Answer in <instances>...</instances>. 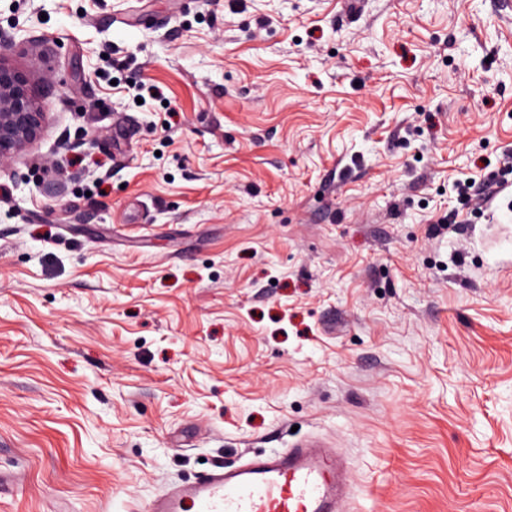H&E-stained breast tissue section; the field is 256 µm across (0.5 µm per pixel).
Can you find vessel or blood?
Here are the masks:
<instances>
[{
    "instance_id": "obj_1",
    "label": "vessel or blood",
    "mask_w": 512,
    "mask_h": 512,
    "mask_svg": "<svg viewBox=\"0 0 512 512\" xmlns=\"http://www.w3.org/2000/svg\"><path fill=\"white\" fill-rule=\"evenodd\" d=\"M344 462L310 439L169 486L141 512H349Z\"/></svg>"
}]
</instances>
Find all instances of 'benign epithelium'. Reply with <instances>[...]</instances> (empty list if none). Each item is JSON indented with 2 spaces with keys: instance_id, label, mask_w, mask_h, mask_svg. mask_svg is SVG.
Listing matches in <instances>:
<instances>
[{
  "instance_id": "7a95c632",
  "label": "benign epithelium",
  "mask_w": 512,
  "mask_h": 512,
  "mask_svg": "<svg viewBox=\"0 0 512 512\" xmlns=\"http://www.w3.org/2000/svg\"><path fill=\"white\" fill-rule=\"evenodd\" d=\"M9 42H0V166L18 159L40 135L46 113L40 110L25 77L9 67Z\"/></svg>"
}]
</instances>
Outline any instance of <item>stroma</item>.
<instances>
[{
    "label": "stroma",
    "mask_w": 512,
    "mask_h": 512,
    "mask_svg": "<svg viewBox=\"0 0 512 512\" xmlns=\"http://www.w3.org/2000/svg\"><path fill=\"white\" fill-rule=\"evenodd\" d=\"M0 34L47 114L0 170V512L311 437L353 512H512V0H0Z\"/></svg>",
    "instance_id": "stroma-1"
}]
</instances>
